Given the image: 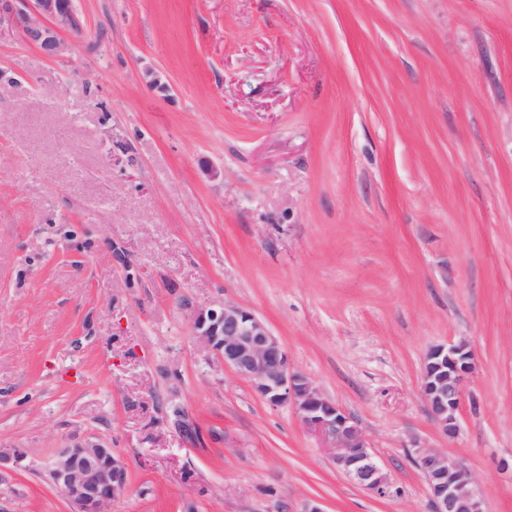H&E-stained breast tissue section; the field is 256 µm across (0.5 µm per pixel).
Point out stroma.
I'll return each mask as SVG.
<instances>
[{"label": "stroma", "instance_id": "stroma-1", "mask_svg": "<svg viewBox=\"0 0 512 512\" xmlns=\"http://www.w3.org/2000/svg\"><path fill=\"white\" fill-rule=\"evenodd\" d=\"M0 40V512H72L59 449L125 461L110 512H431L408 455L512 512V0H73ZM252 310L391 474H341L195 338ZM474 352L459 433L421 395ZM75 20L66 0L0 1V37L19 30L47 57H55L62 52L58 32L75 28ZM474 354L466 341L432 347L425 356L422 394L430 415L448 439L459 433L458 414L465 404V383Z\"/></svg>", "mask_w": 512, "mask_h": 512}]
</instances>
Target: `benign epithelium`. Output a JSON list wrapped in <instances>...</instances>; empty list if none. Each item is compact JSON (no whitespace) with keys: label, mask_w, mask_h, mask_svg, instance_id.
Segmentation results:
<instances>
[{"label":"benign epithelium","mask_w":512,"mask_h":512,"mask_svg":"<svg viewBox=\"0 0 512 512\" xmlns=\"http://www.w3.org/2000/svg\"><path fill=\"white\" fill-rule=\"evenodd\" d=\"M76 26L67 0H0V35L19 30L43 55L55 57L63 46L58 32ZM192 329L215 358L250 380L270 405L295 406L302 421L327 437L336 467L367 491L391 492L388 471L352 418L328 400L300 371L267 324L232 301L208 306L188 302ZM474 354L459 341L432 347L425 356L422 394L439 430L453 439L465 404V383ZM412 457L429 487L432 512H483L482 499L466 464L435 448L416 446ZM20 448H0V473L23 468ZM47 481L73 506L74 512H108L126 488V466L110 448L73 445L60 449L46 467Z\"/></svg>","instance_id":"7a95c632"}]
</instances>
